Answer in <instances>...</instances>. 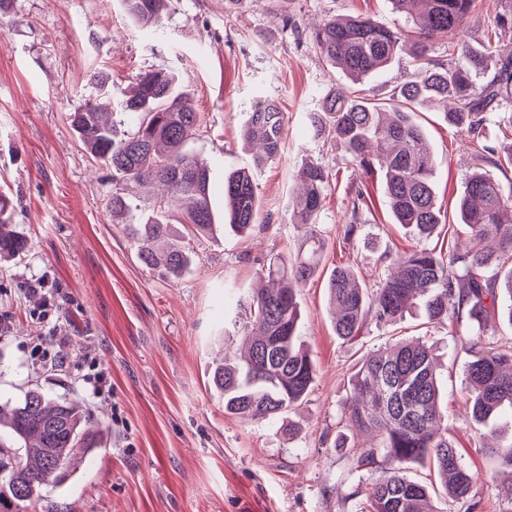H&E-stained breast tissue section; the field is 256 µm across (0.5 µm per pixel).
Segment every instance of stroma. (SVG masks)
<instances>
[{"label":"stroma","mask_w":512,"mask_h":512,"mask_svg":"<svg viewBox=\"0 0 512 512\" xmlns=\"http://www.w3.org/2000/svg\"><path fill=\"white\" fill-rule=\"evenodd\" d=\"M512 0H478L464 37L512 50V30H497ZM356 13L398 27L389 0H288L286 29L273 0H174L156 23L133 20L121 0H15L0 19V195L12 203L11 228L27 242L0 261V405L15 406L33 388L79 403L101 445L70 479L44 487L20 512H363L377 471L351 472L352 454L370 436L344 430L347 377L363 355L399 340L422 339L439 361L441 408L448 436L474 476L477 512H512V473L485 454L464 423L462 372L469 356L447 327L421 312L372 326L356 342L332 327L326 280L353 268L365 287L383 274L382 257L415 245L397 224L383 177L349 164L341 148L315 138L309 116L321 95L349 80L313 45L324 19ZM163 70L190 94L200 124L188 143L210 169L216 230L190 240L193 263L180 279L146 268L108 204L112 174L96 165L66 121L85 102L126 121L136 75ZM108 78L100 93L96 75ZM261 102L285 117L281 151L255 163L241 130ZM416 122L436 159L435 183L446 212L437 247L465 239L457 199L477 163L466 133L448 126L444 108L417 107ZM318 158L336 172L319 227L327 239L318 274L298 295L300 341L317 375L305 402L282 424L225 413L210 385L221 351L240 348L249 311L269 259L293 256L303 231L292 221L297 173ZM248 170L260 198L250 236L224 231V177ZM366 193L357 240L343 238L356 189ZM43 281L49 307L29 296ZM104 372L101 392L88 377Z\"/></svg>","instance_id":"stroma-1"}]
</instances>
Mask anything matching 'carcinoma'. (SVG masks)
<instances>
[{
  "mask_svg": "<svg viewBox=\"0 0 512 512\" xmlns=\"http://www.w3.org/2000/svg\"><path fill=\"white\" fill-rule=\"evenodd\" d=\"M172 0H123L138 21H155ZM476 0H390L392 10L405 17L407 27L391 28L360 15L333 16L311 33L321 56L361 85L396 58L405 55L414 72L393 86L382 99L348 88L326 93L320 111L310 117L313 136L328 137L343 148L349 161L367 171L380 169L384 191L397 223L413 230L417 244L408 252L386 255V274L376 288L361 287L349 267H337L327 289L334 308L333 329L353 342L371 324L389 325L414 309L432 324L454 330L463 322L478 331L458 337L471 360L463 370L468 395L466 422L483 442L482 451L498 454L496 430L487 428L504 408L512 409V343L489 337L490 314L504 297L512 321V268L502 273L501 261L512 260V224L503 221L512 210V192L480 166L470 171L457 201L459 222L470 229L463 248L442 254L428 246L445 223L434 184L435 160L423 130L414 121L422 101L451 104L448 124L468 133L478 151L484 113L512 98V52L502 55L493 77L478 86L490 55L462 41L461 33ZM436 40L451 44L448 58L431 56ZM134 121L130 131L93 102L69 113L90 156L112 171V221H120L137 247L141 263L160 268L172 278L189 270L191 255L183 244L169 210L185 206L180 223L197 235L213 231L215 218L209 198L207 163L185 149L200 122L188 94L177 90L170 73H140L125 101ZM284 136V116L272 105H258L242 130V139L255 151L256 162L278 156ZM335 176L314 159L305 161L300 179L303 192L292 203L293 223L304 231V242L291 259L261 267L268 286L247 298L249 320L243 325L247 348L212 367L211 385L224 397V411L257 421L282 418L311 392L316 365L299 344L298 290L320 268L324 241L318 231L324 193ZM163 188L161 211L132 219V206L121 185ZM364 192L355 191L344 239L360 229ZM259 208L251 175L243 170L224 178V227L239 237L249 235ZM8 205L0 202V259L25 251L19 235L5 231ZM438 362L433 346L415 339L367 354L354 364L350 397L340 423L374 435V443L354 457L353 470L381 468L368 490L365 512H437L427 486L407 476L413 463L430 459L445 494L455 501L471 498L472 475L448 439L439 408ZM84 413L75 405L29 391L21 404L0 406V426L9 429L19 450L0 442V501L17 507L49 484L61 483L98 448L97 435L84 429Z\"/></svg>",
  "mask_w": 512,
  "mask_h": 512,
  "instance_id": "obj_1",
  "label": "carcinoma"
}]
</instances>
